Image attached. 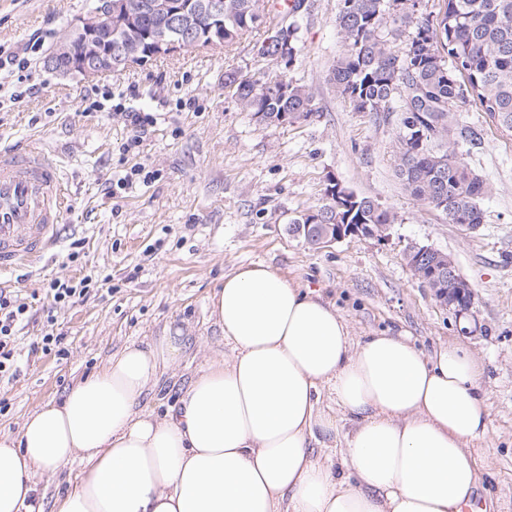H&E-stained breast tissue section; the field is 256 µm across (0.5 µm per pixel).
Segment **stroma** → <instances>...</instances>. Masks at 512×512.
Masks as SVG:
<instances>
[{
    "instance_id": "1",
    "label": "stroma",
    "mask_w": 512,
    "mask_h": 512,
    "mask_svg": "<svg viewBox=\"0 0 512 512\" xmlns=\"http://www.w3.org/2000/svg\"><path fill=\"white\" fill-rule=\"evenodd\" d=\"M92 4L0 0V46L17 51L37 35L45 47L31 72L35 96L11 101L15 78L0 80V147L39 145L58 162L68 189L59 245L37 265L0 273V289L32 306L19 341V371L0 380L7 403L0 431L18 432L28 414L60 400L126 343L173 326L192 343L148 401L165 411L207 361L230 353L212 316L225 274L263 262L321 292L354 340L403 333L428 354L458 343L477 357L490 419L479 442L485 456L479 494L491 512H512V134L474 105H461L462 121L480 142L459 141L457 150L487 185L484 222L468 232L403 189L395 121L355 111L329 82L343 50L339 0H303V47L282 71L258 53L272 30L267 22L226 47L190 49L89 78L59 77L46 67L45 52ZM280 71L311 90L312 121L261 122L224 87L228 72L260 79ZM131 112L154 122L139 147L126 152ZM138 166L156 172V180L107 194L112 181ZM331 176L395 213L387 238L351 237L316 249L289 233L294 217L324 204ZM414 244L453 258L475 293L467 313L441 306L413 275L405 253ZM87 276L85 299L51 306L50 281L75 284ZM50 312L65 352H30Z\"/></svg>"
}]
</instances>
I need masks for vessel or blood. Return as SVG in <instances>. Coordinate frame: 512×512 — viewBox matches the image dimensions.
<instances>
[{
	"mask_svg": "<svg viewBox=\"0 0 512 512\" xmlns=\"http://www.w3.org/2000/svg\"><path fill=\"white\" fill-rule=\"evenodd\" d=\"M65 201L57 166L41 148H0V272L53 251Z\"/></svg>",
	"mask_w": 512,
	"mask_h": 512,
	"instance_id": "obj_1",
	"label": "vessel or blood"
}]
</instances>
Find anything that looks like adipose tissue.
Masks as SVG:
<instances>
[{
	"mask_svg": "<svg viewBox=\"0 0 512 512\" xmlns=\"http://www.w3.org/2000/svg\"><path fill=\"white\" fill-rule=\"evenodd\" d=\"M212 306L231 355L165 413L143 401L189 346L178 328L128 343L0 434V512H47L41 480L75 463L48 512H463L476 498L472 443L490 421L464 349L352 342L332 303L261 262L225 274ZM325 387L352 425L334 462L314 448L336 432Z\"/></svg>",
	"mask_w": 512,
	"mask_h": 512,
	"instance_id": "adipose-tissue-1",
	"label": "adipose tissue"
}]
</instances>
